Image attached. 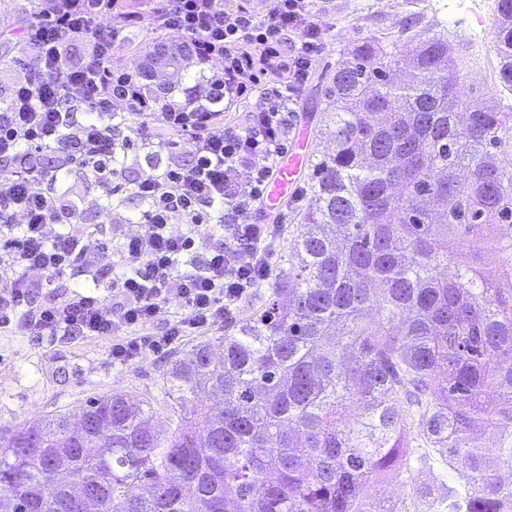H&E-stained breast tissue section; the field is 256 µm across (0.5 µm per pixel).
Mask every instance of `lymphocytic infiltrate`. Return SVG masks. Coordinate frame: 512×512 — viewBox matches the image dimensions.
<instances>
[{
	"instance_id": "obj_1",
	"label": "lymphocytic infiltrate",
	"mask_w": 512,
	"mask_h": 512,
	"mask_svg": "<svg viewBox=\"0 0 512 512\" xmlns=\"http://www.w3.org/2000/svg\"><path fill=\"white\" fill-rule=\"evenodd\" d=\"M139 2L119 18L112 0H38L15 41L35 63L0 86V329L51 346L108 339L121 366L223 328L269 279L282 220L253 216L327 24L313 0H266L260 11L252 0ZM147 19L190 41L197 62H224L201 74L189 109L144 96L138 75L112 66ZM76 41L85 50L74 57ZM229 109L239 117L228 124ZM77 177L107 194L127 185L139 212L83 223L67 188ZM205 236L214 243L201 257Z\"/></svg>"
}]
</instances>
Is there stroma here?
<instances>
[{
  "instance_id": "35a3bbf8",
  "label": "stroma",
  "mask_w": 512,
  "mask_h": 512,
  "mask_svg": "<svg viewBox=\"0 0 512 512\" xmlns=\"http://www.w3.org/2000/svg\"><path fill=\"white\" fill-rule=\"evenodd\" d=\"M326 8L330 26L325 47L314 60L297 104V120L306 126L315 157L325 149L320 128L328 67L355 42L380 31L397 34L409 25L405 0H328ZM497 24V16H490L480 46L484 58L471 62L465 77L467 98L494 107L501 102L491 50ZM109 345L106 339L74 337L51 346L15 331L0 334V434L38 416L77 412L88 398L114 391L130 394L150 406L164 424L175 425L179 407L162 378L169 353L115 367L107 359Z\"/></svg>"
}]
</instances>
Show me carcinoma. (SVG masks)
Wrapping results in <instances>:
<instances>
[{"instance_id":"carcinoma-1","label":"carcinoma","mask_w":512,"mask_h":512,"mask_svg":"<svg viewBox=\"0 0 512 512\" xmlns=\"http://www.w3.org/2000/svg\"><path fill=\"white\" fill-rule=\"evenodd\" d=\"M492 50L512 92V0ZM410 80L396 85L390 72ZM448 30L380 33L331 74L288 277L163 376L0 435V512H512V103L462 98ZM467 114L457 120L458 109ZM465 482L428 495L423 467ZM394 477L399 502L370 494Z\"/></svg>"}]
</instances>
